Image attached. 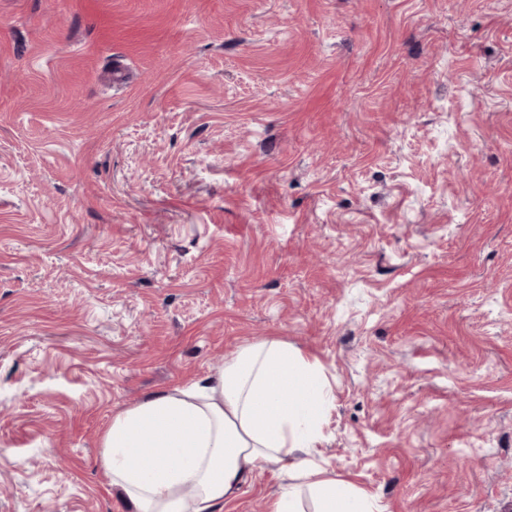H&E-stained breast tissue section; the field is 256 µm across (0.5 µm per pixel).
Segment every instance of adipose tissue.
I'll return each instance as SVG.
<instances>
[{"mask_svg":"<svg viewBox=\"0 0 512 512\" xmlns=\"http://www.w3.org/2000/svg\"><path fill=\"white\" fill-rule=\"evenodd\" d=\"M331 406L324 369L270 337L242 346L214 373L162 389L113 414L98 466L129 512H221L255 471L280 466L286 483L269 512H375L311 451Z\"/></svg>","mask_w":512,"mask_h":512,"instance_id":"adipose-tissue-1","label":"adipose tissue"}]
</instances>
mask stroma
<instances>
[{"instance_id":"1","label":"stroma","mask_w":512,"mask_h":512,"mask_svg":"<svg viewBox=\"0 0 512 512\" xmlns=\"http://www.w3.org/2000/svg\"><path fill=\"white\" fill-rule=\"evenodd\" d=\"M269 336L379 512H512V0H0V512Z\"/></svg>"}]
</instances>
